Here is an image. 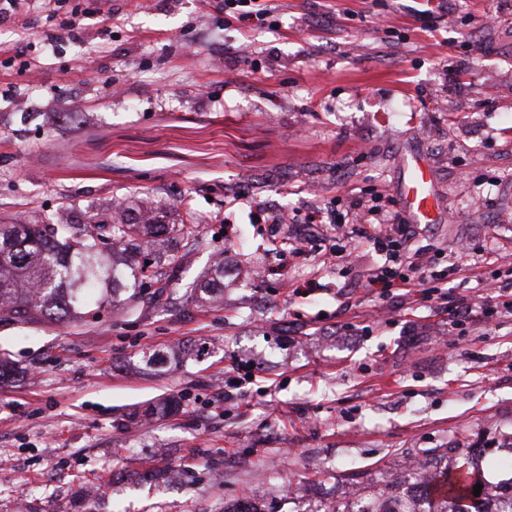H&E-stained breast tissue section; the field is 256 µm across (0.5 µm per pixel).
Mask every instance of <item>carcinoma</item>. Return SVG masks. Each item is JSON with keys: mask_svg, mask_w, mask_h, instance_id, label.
<instances>
[{"mask_svg": "<svg viewBox=\"0 0 512 512\" xmlns=\"http://www.w3.org/2000/svg\"><path fill=\"white\" fill-rule=\"evenodd\" d=\"M168 231L183 241L184 253L172 257L177 267L201 246V229L191 220L166 224L159 208L147 200L97 212L72 207L69 219L60 224H0V315L25 323H62L80 310L116 307L125 302V294L133 300L146 282L171 280L169 269L144 266L156 236ZM103 235L112 238V250L123 247L133 253L128 270L108 261V253L100 249ZM104 270L110 274L102 276ZM458 455V464L432 467L420 483L408 473L415 487L402 496L397 512H493L488 508L493 488L473 463L478 449L460 448ZM478 484L482 488L476 497ZM387 492H397V486L363 488L355 505L315 512H385L380 498Z\"/></svg>", "mask_w": 512, "mask_h": 512, "instance_id": "1", "label": "carcinoma"}]
</instances>
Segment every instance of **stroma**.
Listing matches in <instances>:
<instances>
[{"label": "stroma", "mask_w": 512, "mask_h": 512, "mask_svg": "<svg viewBox=\"0 0 512 512\" xmlns=\"http://www.w3.org/2000/svg\"><path fill=\"white\" fill-rule=\"evenodd\" d=\"M206 1L110 0L52 44L40 8L0 24L34 64L0 56V92L35 116L0 95V219L148 197L170 223L192 210L203 240L159 303L0 320V512H307L354 498L351 473L376 485L463 445L503 475L512 316L450 326L438 299L367 288L371 243L339 260L313 224L319 254L291 260L287 225L253 215L398 197L421 156L438 215L407 252L433 256L449 298L489 301L512 280V0H448L434 25L438 0H279L276 28L247 32ZM219 260L223 292L188 300Z\"/></svg>", "instance_id": "obj_1"}]
</instances>
